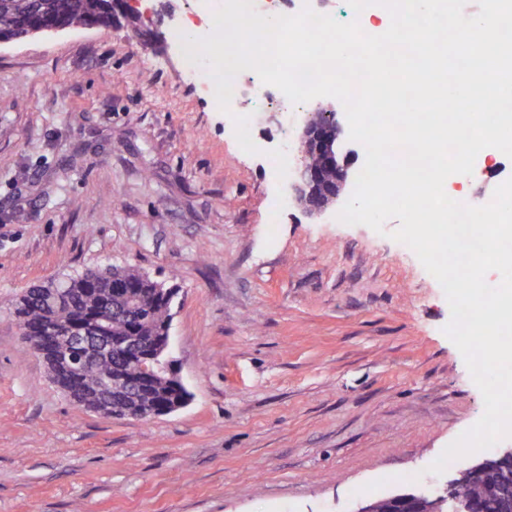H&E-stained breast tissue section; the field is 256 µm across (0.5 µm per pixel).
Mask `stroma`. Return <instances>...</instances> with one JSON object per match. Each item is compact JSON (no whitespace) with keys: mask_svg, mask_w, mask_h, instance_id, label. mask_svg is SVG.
Segmentation results:
<instances>
[{"mask_svg":"<svg viewBox=\"0 0 512 512\" xmlns=\"http://www.w3.org/2000/svg\"><path fill=\"white\" fill-rule=\"evenodd\" d=\"M200 0H128L109 28L0 47V512H358L436 494L512 437L429 467L484 413L412 250L336 207L306 212L272 164L316 101L240 109L258 151L183 61ZM512 177L475 164L473 205ZM24 221H16V212ZM176 284L171 358L192 394L149 420L72 404L13 318L87 268Z\"/></svg>","mask_w":512,"mask_h":512,"instance_id":"obj_1","label":"stroma"}]
</instances>
